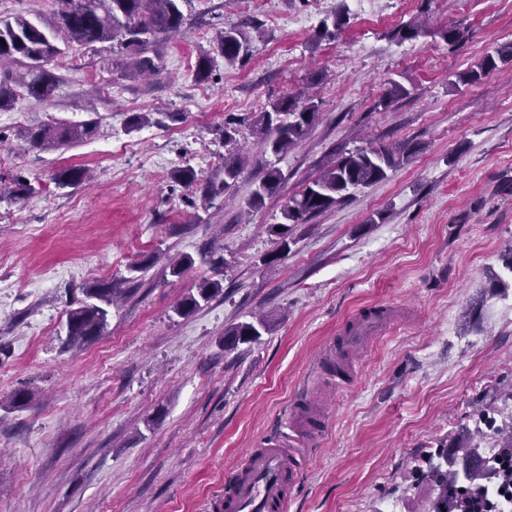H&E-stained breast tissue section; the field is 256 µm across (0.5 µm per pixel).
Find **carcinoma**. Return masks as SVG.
I'll return each instance as SVG.
<instances>
[{
	"instance_id": "1",
	"label": "carcinoma",
	"mask_w": 512,
	"mask_h": 512,
	"mask_svg": "<svg viewBox=\"0 0 512 512\" xmlns=\"http://www.w3.org/2000/svg\"><path fill=\"white\" fill-rule=\"evenodd\" d=\"M61 4L55 21L40 26L24 17L14 21L0 19V64L8 61L26 67L28 80L19 83L27 95L40 101L53 97L58 78L52 72L63 50L56 45L93 44L118 41L126 56L125 74L129 78L156 74L159 66L146 53L161 37L181 30L184 15L181 0H58ZM342 10L333 15L332 21H323L321 38H336L345 24ZM429 35L422 23H407L398 27L392 38L404 42ZM252 36L236 26L225 28L216 37L213 52L234 64L245 58L251 48ZM512 60V42L489 54L477 65L458 75V81L472 84L497 67V61ZM17 91L9 72L0 70V110L14 106ZM319 118V104L308 97L304 100L290 96L269 103L255 113L251 121L252 134L263 144L265 151L279 157L288 153L306 138ZM97 122L81 125L58 124L31 129L27 140L36 149L61 148L80 143L94 135ZM409 152L390 144L370 145L348 151L330 160L322 172L298 194L289 198L281 210L282 222L267 225V233L276 237L277 249L270 260H279L288 250V230L291 224H303L310 218L323 214L345 199L388 177V172L400 166ZM245 164V156L235 149L224 154V183L226 191L237 182ZM87 171L81 167L61 169L53 180L60 188L81 184ZM284 180L282 171L271 165L252 190L247 205L253 209L264 205L274 195ZM282 230H276V227ZM189 254L170 259L167 268L173 277H180L194 266ZM81 291L85 297L78 307L67 313L66 344L81 347L102 335L108 325V307L117 297L112 283L94 281ZM223 291L222 281L204 278L197 291L183 297L177 304L176 314L187 317L202 308ZM269 330L266 317L237 323L224 330V350H234L239 345L255 341ZM425 477L433 488L429 512H483V503L471 489L475 485L492 487L503 479V471L495 459H488L481 449L457 435L448 446L436 451L427 460Z\"/></svg>"
}]
</instances>
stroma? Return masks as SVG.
Returning <instances> with one entry per match:
<instances>
[{"instance_id":"stroma-1","label":"stroma","mask_w":512,"mask_h":512,"mask_svg":"<svg viewBox=\"0 0 512 512\" xmlns=\"http://www.w3.org/2000/svg\"><path fill=\"white\" fill-rule=\"evenodd\" d=\"M179 36L151 56L160 75L131 79L111 43L66 49L51 101L21 96L0 111V512H218L241 457L278 433L293 403L320 410L326 433L306 454L288 512H426L430 454L479 413L512 398V61L457 83L512 42V0H182ZM345 9L336 39L323 20ZM418 19L432 36L397 42ZM466 32L451 45L448 24ZM251 33L246 58H216L195 78L222 29ZM405 97L380 107L392 83ZM310 89V135L266 153L254 112ZM150 113L133 128L130 119ZM251 158L224 180V123ZM97 121L62 148H30L28 129ZM376 142L410 152L387 179L292 225L290 249L267 225L340 152ZM285 180L262 208L247 200L266 165ZM82 166L89 182L57 187ZM190 167L198 178H173ZM34 194L19 195L20 182ZM224 247L223 292L194 315L175 308L209 265L182 277L150 254ZM125 294L108 327L65 344L85 283ZM383 328L357 340L356 376L328 380L314 363L327 343L376 306ZM270 315L258 341L224 349V331ZM26 387L31 405H8Z\"/></svg>"}]
</instances>
